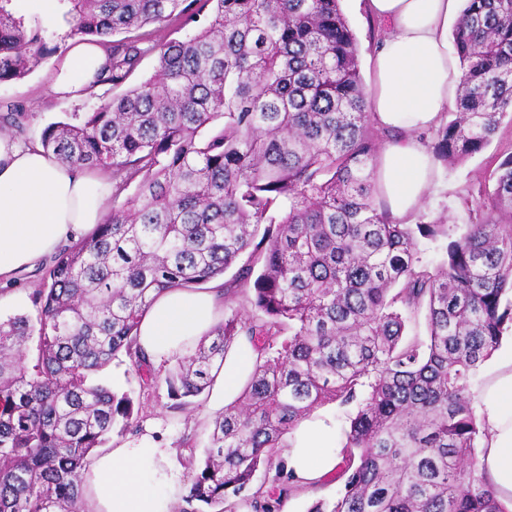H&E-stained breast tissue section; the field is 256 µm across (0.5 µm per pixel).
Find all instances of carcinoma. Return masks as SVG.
<instances>
[{"mask_svg": "<svg viewBox=\"0 0 512 512\" xmlns=\"http://www.w3.org/2000/svg\"><path fill=\"white\" fill-rule=\"evenodd\" d=\"M0 0V82L47 49ZM71 33L102 44L95 85L117 88L145 54L154 75L41 145L123 176L91 235L54 256L36 320L0 318V512H81L83 472L114 428L138 431L131 391L99 381L126 357L141 392L163 383L185 412L235 344L256 354L216 414L177 512H280L299 488L284 437L316 408L347 409L332 501L309 512H506L479 467L471 400L512 323V154L448 239L446 220L393 219L373 176L378 144L356 37L340 0H203L206 23L141 47L133 29L199 21L187 0H66ZM455 118L432 131L446 166L490 145L512 112V0H466L453 30ZM8 107L0 132L24 133ZM136 183L117 203V191ZM446 240L424 263L419 240ZM224 284V318L156 369L139 345L151 296ZM424 315L426 335L407 334Z\"/></svg>", "mask_w": 512, "mask_h": 512, "instance_id": "cac0c4a2", "label": "carcinoma"}]
</instances>
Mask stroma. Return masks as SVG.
Listing matches in <instances>:
<instances>
[{"instance_id":"35a3bbf8","label":"stroma","mask_w":512,"mask_h":512,"mask_svg":"<svg viewBox=\"0 0 512 512\" xmlns=\"http://www.w3.org/2000/svg\"><path fill=\"white\" fill-rule=\"evenodd\" d=\"M10 9L29 32L40 35L49 53L23 79L0 82V113L10 105L23 107L27 138L29 142L37 143L47 126L97 110L103 101L112 97L113 90L107 86L100 87L93 98L86 95L77 98L50 96L46 87L47 73L67 51L71 37L66 8L60 4L54 13L45 14L28 7L25 0H12ZM347 19L358 41L360 75L363 82H370V58L385 27L363 10L348 12ZM511 151L512 112L503 118L497 135L483 152L456 166L438 165L435 184L420 216H425L429 221L447 219L448 233L453 237L462 233L466 225L478 222L481 213L475 202L485 190L491 189L492 174L499 157ZM45 271V266L40 265L20 272L7 288L10 300L0 303V316L24 314L36 317L33 297L35 290L41 286ZM170 404L167 391L162 387L146 394H137L135 406L141 433L115 432L110 442L114 445L135 444L140 439L155 437L165 447L172 449L171 463L182 483L186 484L191 479V472L181 460L178 450L185 441L195 443L199 448L204 447L208 435L207 425L215 410L210 407L209 398L205 395L198 398L196 409L189 414L172 411Z\"/></svg>"}]
</instances>
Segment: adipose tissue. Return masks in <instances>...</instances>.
Returning <instances> with one entry per match:
<instances>
[{
	"mask_svg": "<svg viewBox=\"0 0 512 512\" xmlns=\"http://www.w3.org/2000/svg\"><path fill=\"white\" fill-rule=\"evenodd\" d=\"M388 28L371 58L368 88L375 123L396 131L375 162L381 195L392 215L418 211L434 183L436 164L419 131L439 125L458 91V66L448 50V19L461 0H356ZM107 61L103 46L80 37L55 64L48 89L79 97ZM109 175L58 161L40 145L0 137V285L90 234L106 214ZM224 312L215 292L174 289L155 297L139 324V343L154 362L182 357L218 324ZM256 355L238 344L212 371L211 403L232 402ZM486 431L481 470L500 499L512 503V350L502 353L476 395ZM171 451L156 439L117 444L92 456L84 475L82 512H169L183 486ZM283 457L301 485L320 483L341 461L327 413L304 419L289 433Z\"/></svg>",
	"mask_w": 512,
	"mask_h": 512,
	"instance_id": "adipose-tissue-1",
	"label": "adipose tissue"
}]
</instances>
